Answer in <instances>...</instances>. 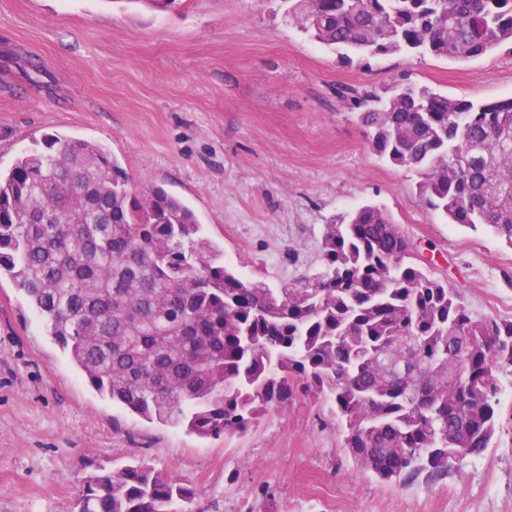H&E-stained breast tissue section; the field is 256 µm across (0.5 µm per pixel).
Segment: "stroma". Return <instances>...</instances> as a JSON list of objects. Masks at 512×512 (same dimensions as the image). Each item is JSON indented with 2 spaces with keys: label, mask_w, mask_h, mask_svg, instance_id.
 <instances>
[{
  "label": "stroma",
  "mask_w": 512,
  "mask_h": 512,
  "mask_svg": "<svg viewBox=\"0 0 512 512\" xmlns=\"http://www.w3.org/2000/svg\"><path fill=\"white\" fill-rule=\"evenodd\" d=\"M472 101L512 97V51L453 62L342 61L274 0H0V169L47 133L104 145L136 188L188 204L235 273L285 288L317 271L331 220L383 208L414 264L474 318L512 302V247L427 207L379 159L336 88L401 80ZM480 461L386 483L361 472L328 404L298 395L244 436L201 439L94 391L0 279V512H73L77 475L129 456L192 487L191 512H512V374Z\"/></svg>",
  "instance_id": "1"
}]
</instances>
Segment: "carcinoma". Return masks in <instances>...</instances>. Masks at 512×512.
I'll list each match as a JSON object with an SVG mask.
<instances>
[{
    "label": "carcinoma",
    "instance_id": "obj_1",
    "mask_svg": "<svg viewBox=\"0 0 512 512\" xmlns=\"http://www.w3.org/2000/svg\"><path fill=\"white\" fill-rule=\"evenodd\" d=\"M349 54L462 61L512 44V0H279ZM370 149L424 176L450 223L512 246V98L428 86L343 87ZM411 244L365 205L326 225L321 271L287 288L224 266L195 212L134 190L101 145L46 134L0 170V277L100 395L199 437L246 433L297 390L332 404L343 447L381 481L483 455L512 320H475L406 262ZM75 512H187L194 491L145 461L78 477Z\"/></svg>",
    "mask_w": 512,
    "mask_h": 512
}]
</instances>
